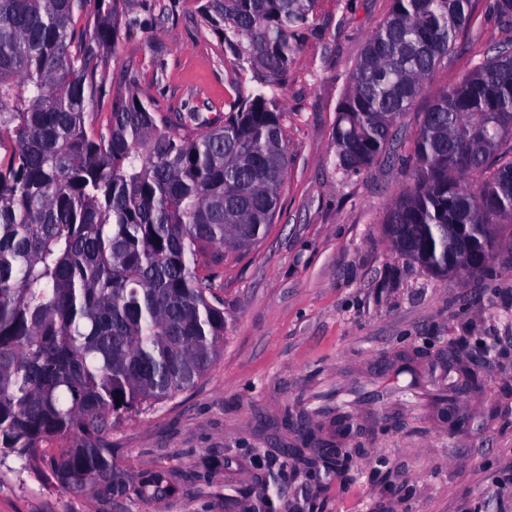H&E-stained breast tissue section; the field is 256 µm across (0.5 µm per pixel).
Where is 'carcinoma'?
I'll use <instances>...</instances> for the list:
<instances>
[{"label":"carcinoma","instance_id":"carcinoma-1","mask_svg":"<svg viewBox=\"0 0 512 512\" xmlns=\"http://www.w3.org/2000/svg\"><path fill=\"white\" fill-rule=\"evenodd\" d=\"M128 0H0V467L46 488L125 497L112 429L192 387L224 351L213 267L273 222L288 169L276 91L316 0H197L200 23L258 85L199 134L130 88L112 92L116 18ZM471 0H393L348 75L336 165L360 172L396 140ZM419 178L390 209L392 248L448 276V225L497 251L512 224V46L439 92L416 134ZM390 394L413 390L411 359ZM458 375L451 389L481 386ZM341 436L354 421L333 410ZM348 448L318 450L355 479ZM21 461L18 468L9 459ZM141 481L145 499L171 482Z\"/></svg>","mask_w":512,"mask_h":512}]
</instances>
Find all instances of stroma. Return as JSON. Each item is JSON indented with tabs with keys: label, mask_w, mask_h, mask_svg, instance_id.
I'll use <instances>...</instances> for the list:
<instances>
[{
	"label": "stroma",
	"mask_w": 512,
	"mask_h": 512,
	"mask_svg": "<svg viewBox=\"0 0 512 512\" xmlns=\"http://www.w3.org/2000/svg\"><path fill=\"white\" fill-rule=\"evenodd\" d=\"M493 2L472 0L470 25L398 121L394 159L347 175L334 158L338 106L392 0H317L278 96L289 162L275 221L216 268L224 351L195 386L112 432L116 462L133 479L179 470L186 481L171 497L106 507L6 471L0 512H512V226L500 230L488 279L434 277L384 234L389 208L414 183L422 112L512 39ZM118 27L113 89H138L164 115L195 107L212 120L255 86L201 26L194 0H133ZM462 337L493 349L481 392L460 403L470 417L464 431L448 433L429 405L411 403L398 407L396 427L360 438L364 472L354 482L284 460L282 449L304 445L289 414L307 411L326 432L328 409L341 400L369 425L378 406L363 393L391 383L381 365L423 352L422 383L439 392L448 377L427 373L429 360ZM376 455L396 466L399 494L372 473Z\"/></svg>",
	"instance_id": "1"
}]
</instances>
